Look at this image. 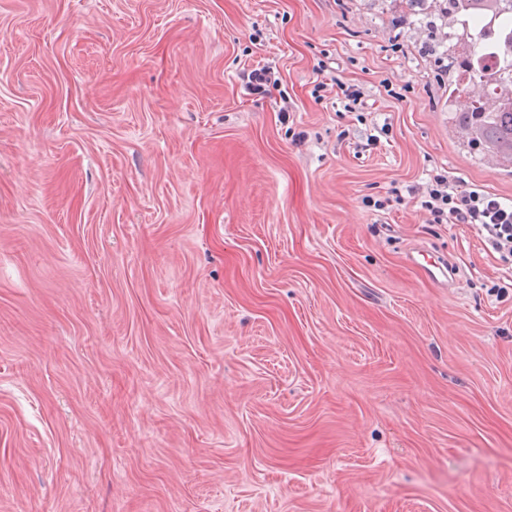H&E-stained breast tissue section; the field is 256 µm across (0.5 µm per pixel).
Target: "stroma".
Returning a JSON list of instances; mask_svg holds the SVG:
<instances>
[{
    "mask_svg": "<svg viewBox=\"0 0 512 512\" xmlns=\"http://www.w3.org/2000/svg\"><path fill=\"white\" fill-rule=\"evenodd\" d=\"M433 39L405 0H0V512H512V288L415 192L512 172ZM240 78L253 94H266L270 87L277 86L280 80L278 71L275 72L272 66L260 63L244 69ZM336 82L341 95L342 102L344 103L343 109L347 112H354L362 110L366 107L365 92L363 88L357 84H345L343 82ZM408 261L412 265L420 267L430 280L440 284H446L448 274H452V266L449 263L447 267L446 261L439 260V258H434L424 250L411 252L408 255Z\"/></svg>",
    "mask_w": 512,
    "mask_h": 512,
    "instance_id": "obj_1",
    "label": "stroma"
}]
</instances>
